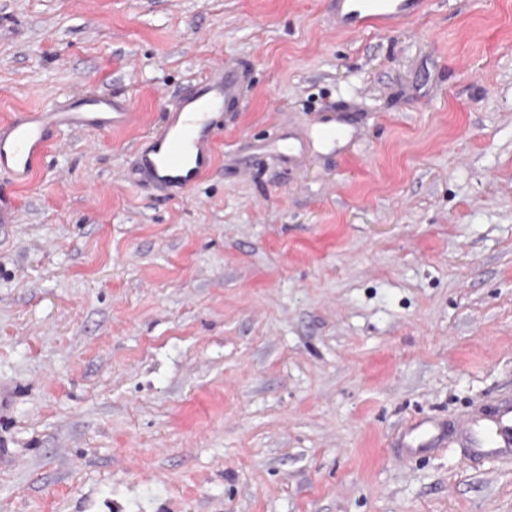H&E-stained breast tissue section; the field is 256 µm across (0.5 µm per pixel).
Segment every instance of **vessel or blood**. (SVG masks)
<instances>
[{"label": "vessel or blood", "mask_w": 512, "mask_h": 512, "mask_svg": "<svg viewBox=\"0 0 512 512\" xmlns=\"http://www.w3.org/2000/svg\"><path fill=\"white\" fill-rule=\"evenodd\" d=\"M426 7L427 0H331L337 26L351 32L389 31L422 16ZM247 77L244 62L208 66L137 142L133 182L168 199L185 196L212 168L224 108L242 97ZM136 118L129 98L94 92L62 108L35 109L1 122L0 225L16 221V196L10 185L29 179L62 134L89 129L109 132L131 125ZM346 134L342 113L332 110L323 113L304 137L283 133L267 148L291 164L309 150H335ZM465 433L474 455L493 459L512 454V404L472 417ZM407 435V450L413 454L439 447L445 429L421 420L410 424Z\"/></svg>", "instance_id": "1"}]
</instances>
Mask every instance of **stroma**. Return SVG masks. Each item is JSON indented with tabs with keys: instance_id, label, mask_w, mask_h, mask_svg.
<instances>
[{
	"instance_id": "1",
	"label": "stroma",
	"mask_w": 512,
	"mask_h": 512,
	"mask_svg": "<svg viewBox=\"0 0 512 512\" xmlns=\"http://www.w3.org/2000/svg\"><path fill=\"white\" fill-rule=\"evenodd\" d=\"M253 68L187 199L126 178L210 64ZM0 229V512H512V460L406 456L512 397V0L397 30L329 0H0V122L84 91ZM354 138L285 165L322 107ZM406 434L409 437L407 450L413 454L439 447L445 437V429L440 425L421 420L411 423Z\"/></svg>"
}]
</instances>
